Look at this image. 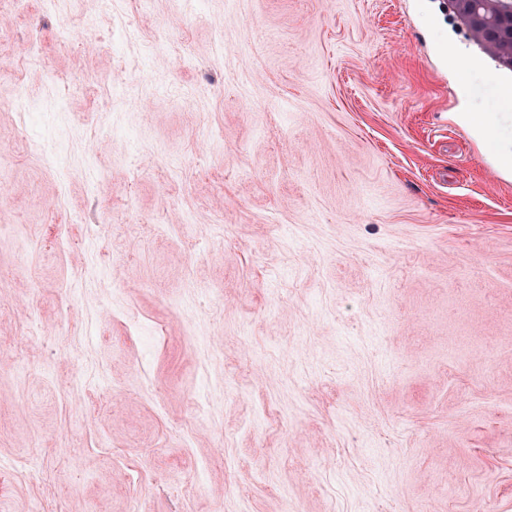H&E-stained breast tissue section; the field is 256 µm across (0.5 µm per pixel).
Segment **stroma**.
I'll return each instance as SVG.
<instances>
[{"mask_svg": "<svg viewBox=\"0 0 512 512\" xmlns=\"http://www.w3.org/2000/svg\"><path fill=\"white\" fill-rule=\"evenodd\" d=\"M509 150L444 0H0V512H512Z\"/></svg>", "mask_w": 512, "mask_h": 512, "instance_id": "35a3bbf8", "label": "stroma"}]
</instances>
